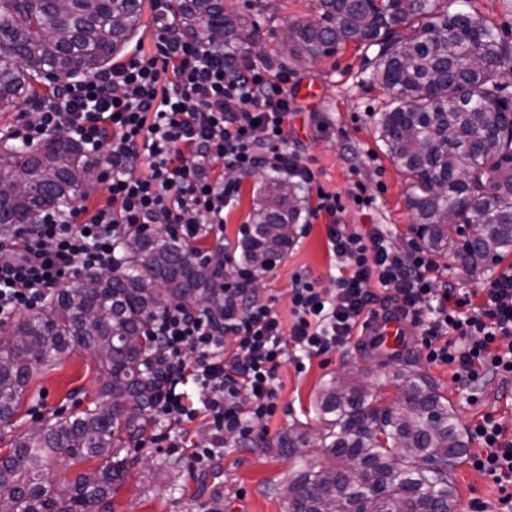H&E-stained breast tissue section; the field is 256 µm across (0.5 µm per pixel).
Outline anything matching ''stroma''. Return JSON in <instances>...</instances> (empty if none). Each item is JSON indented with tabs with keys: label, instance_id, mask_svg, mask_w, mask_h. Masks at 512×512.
<instances>
[{
	"label": "stroma",
	"instance_id": "1",
	"mask_svg": "<svg viewBox=\"0 0 512 512\" xmlns=\"http://www.w3.org/2000/svg\"><path fill=\"white\" fill-rule=\"evenodd\" d=\"M240 9L250 14L262 34L259 49L272 52L282 33L294 23L315 19L316 0H239ZM375 50L346 43L335 53L307 64H289L288 73L300 84L319 86L318 95L301 100L300 112L288 119V138L316 173L318 186L305 190L306 208L318 202V188L344 197L341 223L385 225L390 240L402 247L415 241L411 227L414 215L407 204L409 183L393 165L376 131L375 118L385 97L374 81ZM260 176L243 179L239 199L224 221V238H207L198 246L216 255L218 246L238 249L240 229L248 223L252 201L260 187ZM364 186L373 203L357 206L348 195ZM327 217L302 225L301 232L284 259L272 272L259 276L261 298L276 296V308L283 322L291 320L289 288L295 274L325 277L330 268L327 246ZM412 360L455 408L461 428L480 423L484 416L512 434V383L484 381L478 397L455 382L445 364L427 359L418 337H411L404 357L374 356L358 342L311 360L303 370L287 364L281 371L282 386L277 411L269 420L266 439H276L293 423L316 426L315 397L320 382L348 363L385 379L379 390L382 406H390L396 389L392 380L404 360ZM104 381L95 355L76 348L52 369L36 371L10 426L0 425V448H6L18 434L36 428L55 415H68L98 400ZM177 448H135L131 466L112 491V512H287L283 498L273 488H285L295 474V461L279 453L264 454L248 447L246 438L226 439L224 455L212 466L193 460L194 447L210 440L201 421L184 424ZM479 441L469 443L468 455L454 471V482L462 506L480 502L485 512H498L500 493L492 477L478 470L473 457L481 453ZM178 460L181 468L172 479L150 478V471L168 460Z\"/></svg>",
	"mask_w": 512,
	"mask_h": 512
}]
</instances>
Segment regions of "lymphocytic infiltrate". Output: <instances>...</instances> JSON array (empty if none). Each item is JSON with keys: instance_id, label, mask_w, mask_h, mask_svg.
<instances>
[{"instance_id": "lymphocytic-infiltrate-1", "label": "lymphocytic infiltrate", "mask_w": 512, "mask_h": 512, "mask_svg": "<svg viewBox=\"0 0 512 512\" xmlns=\"http://www.w3.org/2000/svg\"><path fill=\"white\" fill-rule=\"evenodd\" d=\"M151 0V45L92 75L71 76L43 98L29 119L0 130V139L35 147L55 134L79 144L101 175L106 201L45 210L34 223L0 236V323L42 308L67 276L108 271L122 238L161 224L190 243L224 231L240 181L265 171L304 184L315 173L288 145V115L297 111L287 71L263 58L228 53L222 42L184 35L167 6ZM317 212L330 216L328 279L295 275L291 324L276 297L254 299L256 277L234 258L224 262V323L172 305L154 322L161 375L153 414L175 429L202 420L211 441L196 462L224 453L226 438L264 430L277 408L287 363L344 348L362 321L389 306L418 329L430 362L452 366L454 379L512 380V273L481 289V302L437 284L419 247L388 243L380 224L335 222L339 194L318 188ZM232 349H225V339ZM191 348L194 360L183 350ZM162 433L153 443L163 442ZM484 455L477 468L499 486V512H512V437L487 419L469 428Z\"/></svg>"}]
</instances>
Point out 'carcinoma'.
<instances>
[{
	"mask_svg": "<svg viewBox=\"0 0 512 512\" xmlns=\"http://www.w3.org/2000/svg\"><path fill=\"white\" fill-rule=\"evenodd\" d=\"M189 37L208 32L248 54L261 35L245 13L222 0H174ZM455 0H318V19L288 29L279 66L317 60L347 42L378 48L375 81L388 102L376 119L389 159L409 181L413 231L427 251L451 255L469 279L512 253V110L504 70L512 43L493 21L454 8ZM143 0H0V111L27 109L73 67L94 75L141 28ZM414 40H401L404 31ZM81 149L63 135L41 148L0 152V231L30 224L42 210L84 198L94 186ZM301 184L264 178L244 226L240 259L272 271L297 235ZM455 212L450 224L445 211ZM110 273L84 275L87 288L58 290L26 320L0 324V423L22 402L37 369L75 346L92 350L105 374L104 401L55 415L18 435L0 455V512H112V489L128 472V445L154 425L160 382L146 366L151 321L172 304L218 322L224 305L219 266L165 232L121 244ZM343 367L316 396L320 428L303 425L276 442H252L294 456L318 448L321 468L297 466L284 490L289 512H458L453 471L468 448L448 398L424 373H396L403 398L375 406L380 383ZM99 460L72 477L58 460Z\"/></svg>",
	"mask_w": 512,
	"mask_h": 512,
	"instance_id": "1",
	"label": "carcinoma"
}]
</instances>
